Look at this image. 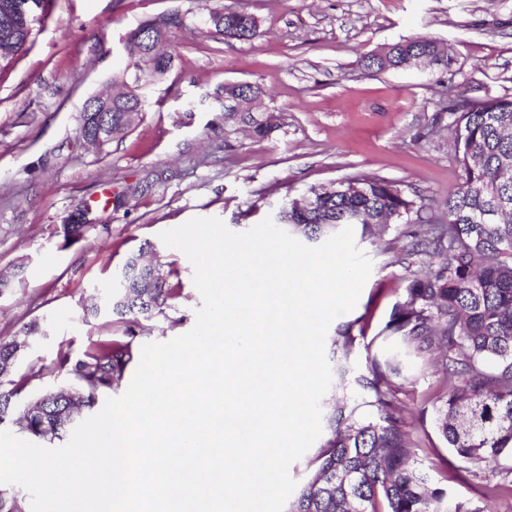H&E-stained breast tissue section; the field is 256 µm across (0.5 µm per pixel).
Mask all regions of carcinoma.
<instances>
[{"label":"carcinoma","mask_w":512,"mask_h":512,"mask_svg":"<svg viewBox=\"0 0 512 512\" xmlns=\"http://www.w3.org/2000/svg\"><path fill=\"white\" fill-rule=\"evenodd\" d=\"M23 0H0V63L11 62L31 42L34 28L47 19L51 0H41L39 14H28ZM153 28L146 42L127 43L134 77L115 81L112 94L94 97L80 114V135L102 149L123 136L133 116L145 111L140 76L164 75L174 60L172 30L186 26L172 13L147 20ZM210 25L226 39L250 41L259 34L256 18L226 7L210 14ZM432 73L446 75L452 59L440 42L416 37L385 46L366 57V67L383 72L408 60ZM262 90L250 83L223 88L224 127L256 139L278 128L277 116L256 110ZM448 121L455 157L462 171L459 190L448 197L442 216L425 223L419 205L394 181L375 174H357L355 187L310 189L311 199L282 205L277 224L308 242L329 238L342 225L343 214L363 216L361 236L382 240L394 224L413 239L405 260L428 258L413 273L394 307L384 333L404 354L434 363L441 376L429 397L442 443L461 462L478 467L500 457L512 458V180L501 178L503 161H512V97L452 98L433 117ZM146 242L130 254L110 286L83 307V319L102 314L124 327L123 338L90 346L80 358L59 353L55 366L69 384L43 392L19 407L33 372L16 377L21 359L43 323L35 318L19 334L0 337V423L15 420L21 433L47 444L62 442L91 411L97 396L119 385L135 360V327L173 307L180 291L168 287L173 270ZM368 373L356 379L362 404L337 399L326 415L328 437L318 464L305 479L288 512H483L448 498L431 486L416 458L417 442L405 429L397 393L408 382L394 357H367ZM490 491L512 498V466L502 468ZM0 512H25L24 498L0 490Z\"/></svg>","instance_id":"cac0c4a2"}]
</instances>
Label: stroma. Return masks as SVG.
Instances as JSON below:
<instances>
[{
	"mask_svg": "<svg viewBox=\"0 0 512 512\" xmlns=\"http://www.w3.org/2000/svg\"><path fill=\"white\" fill-rule=\"evenodd\" d=\"M227 6L255 16L257 39L229 42L214 32L209 14ZM173 12L187 27L171 37L172 68L143 90L145 112L122 139L88 149L79 135L84 102L122 76L127 35ZM421 35L448 49L453 74L444 83L416 66L364 69L365 56ZM227 82L265 91L278 116L271 137L225 134L215 96ZM448 94L512 96V0H55L35 40L0 68V273L20 274L0 291V336L41 316L51 321L20 372L120 336L110 318L84 320L81 307L146 241L172 268L181 296L145 322L137 342L189 331L202 305L193 266L159 234L192 218L217 217L242 232L285 199L350 173L396 181L411 199L442 210L461 185L451 136L431 125ZM86 203L97 208L95 228L65 240L63 224ZM411 243L396 226L379 243L356 239L372 269L354 309L328 330L332 341L351 326L355 342L348 357L327 356L347 373L322 409L339 391L356 396L368 353H397L377 335L408 284L401 258ZM402 370L405 427L433 484L484 512H512V500L487 493L498 464L467 469L436 434L426 401L435 371L407 358Z\"/></svg>",
	"mask_w": 512,
	"mask_h": 512,
	"instance_id": "1",
	"label": "stroma"
}]
</instances>
